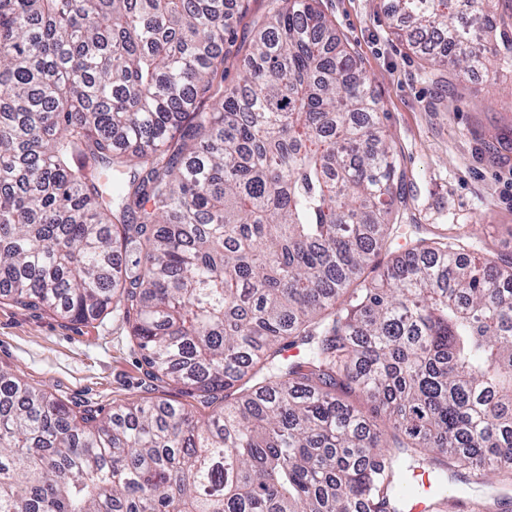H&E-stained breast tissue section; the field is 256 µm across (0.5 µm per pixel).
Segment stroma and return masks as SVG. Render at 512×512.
<instances>
[{
  "instance_id": "1",
  "label": "stroma",
  "mask_w": 512,
  "mask_h": 512,
  "mask_svg": "<svg viewBox=\"0 0 512 512\" xmlns=\"http://www.w3.org/2000/svg\"><path fill=\"white\" fill-rule=\"evenodd\" d=\"M278 6L238 0L224 43L225 85L239 82L243 55ZM319 7L367 75L391 137L403 174L395 221L404 236L461 233L475 253L512 262V67L460 82L394 34L392 0H319ZM0 367L76 410L183 400L175 387L149 381L116 314L73 325L0 300Z\"/></svg>"
}]
</instances>
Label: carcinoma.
Here are the masks:
<instances>
[{"mask_svg":"<svg viewBox=\"0 0 512 512\" xmlns=\"http://www.w3.org/2000/svg\"><path fill=\"white\" fill-rule=\"evenodd\" d=\"M230 2L0 0V298L118 313L151 379L223 402L76 413L0 368V512H405L417 469L437 503L450 474L508 488L512 267L461 234L392 256L355 55L281 0L226 89ZM393 4L412 47L443 40L430 64L512 66L492 0L467 26Z\"/></svg>","mask_w":512,"mask_h":512,"instance_id":"1","label":"carcinoma"}]
</instances>
